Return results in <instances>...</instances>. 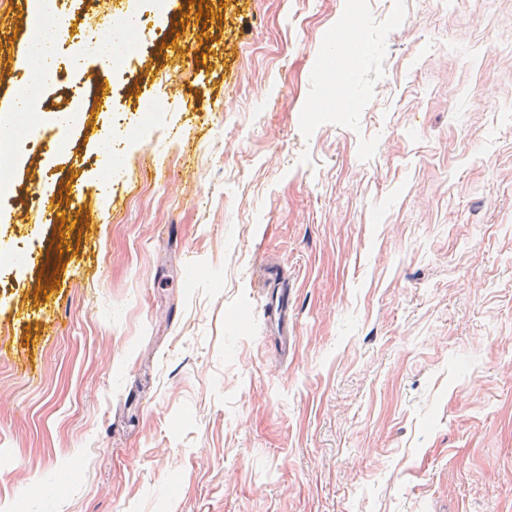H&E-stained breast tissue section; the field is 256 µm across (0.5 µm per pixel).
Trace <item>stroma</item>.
<instances>
[{"label": "stroma", "mask_w": 512, "mask_h": 512, "mask_svg": "<svg viewBox=\"0 0 512 512\" xmlns=\"http://www.w3.org/2000/svg\"><path fill=\"white\" fill-rule=\"evenodd\" d=\"M136 7V94L59 126L92 73L62 68L14 148L0 512H512V0ZM353 17L348 108L331 47ZM27 26L0 0V110ZM145 96L156 132L100 193L98 144ZM63 186L85 219L25 221ZM288 288H282L281 295L276 298L275 303L267 305L268 320L270 325L276 330L280 339V349L282 352H288V323L290 320L288 313Z\"/></svg>", "instance_id": "obj_1"}]
</instances>
